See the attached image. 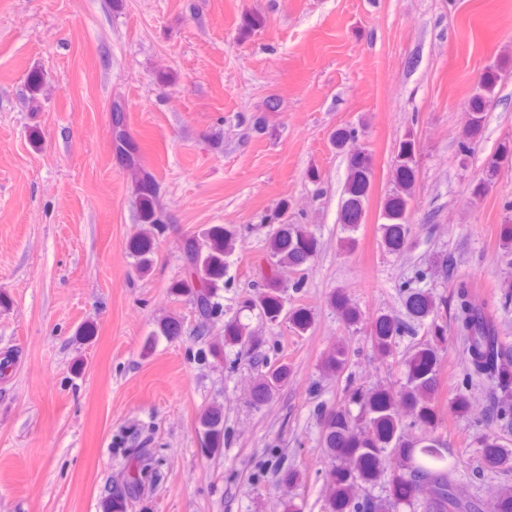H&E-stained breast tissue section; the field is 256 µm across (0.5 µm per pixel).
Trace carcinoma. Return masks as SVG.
I'll use <instances>...</instances> for the list:
<instances>
[{"label":"carcinoma","mask_w":512,"mask_h":512,"mask_svg":"<svg viewBox=\"0 0 512 512\" xmlns=\"http://www.w3.org/2000/svg\"><path fill=\"white\" fill-rule=\"evenodd\" d=\"M498 82V71L490 68L480 79L478 90L469 98L466 122L459 142V152L467 156L479 137L488 99ZM26 86L31 102H38L45 90V76L39 69L27 73ZM112 150L116 160L130 178L137 203V220L149 229L136 235L130 243L141 271L150 270L157 240L166 231L165 206L155 175L142 163L139 143L127 131L124 105L112 102ZM355 130L342 128L332 136L338 150L349 149V175L346 198L341 211L340 238L343 249L350 251L358 229L363 204L371 187L373 170L367 153L351 149ZM416 172V143L407 133L399 143L395 159L393 188L384 204L386 223L381 225L382 239L390 251L402 249L410 233L409 214ZM500 176L493 162L486 167L472 188L473 199H480ZM288 201L280 202L272 220L276 221L266 239V260L271 274L264 277L248 299L250 307L259 311L269 323L288 317L289 327L303 334L311 327L312 317L304 307L285 310L287 285L278 276V269L299 270L318 252L319 241L301 224H288ZM237 234L231 225L212 224L187 236L182 244L183 276L169 285L171 294L189 299L197 317V335L206 336L210 328L224 316L220 291L226 281V259L236 247ZM453 322L457 337L468 353L465 384L488 381L491 384V422L499 430L482 436L481 461L484 467L498 470L508 467L505 436L512 433V349L503 345L492 317L471 294L464 279L454 280ZM329 303L345 325L357 328L360 312L342 292L330 296ZM445 300L423 291H412L406 306L417 323H427V338L405 358V383L396 392L387 389L364 391L353 389L347 404L320 406V445L327 467L323 472L327 487L326 512H484L475 501L456 463L448 460L446 443L437 434L439 409L435 396L439 390L437 345L448 341V323L441 320L440 306ZM415 327L390 314H381L373 322L370 339L379 359L395 358L401 336ZM182 332L181 321L168 317L157 323L149 342L159 337L175 338ZM264 343L258 330L237 320L224 322V342L201 346L196 357L200 362L221 357L226 347H258ZM349 364V347L337 344L328 351L321 365L330 377L342 375ZM291 370L285 362L262 360L250 392L251 403L261 407L288 382ZM357 406L352 412L351 406ZM407 409L410 421L403 420L400 409ZM209 451L219 453L224 447V414L219 406L206 409L199 421ZM116 450L123 451L135 463L134 472L102 497V512H125L127 502L146 487L163 481L161 461L147 448H122L123 436L115 438ZM272 470L277 484L288 488L300 483L301 474L283 463L275 448L258 467V474ZM426 487L423 499L416 498L418 486ZM359 486H379L384 495H358ZM489 512H512V486L500 488L490 502Z\"/></svg>","instance_id":"cac0c4a2"}]
</instances>
